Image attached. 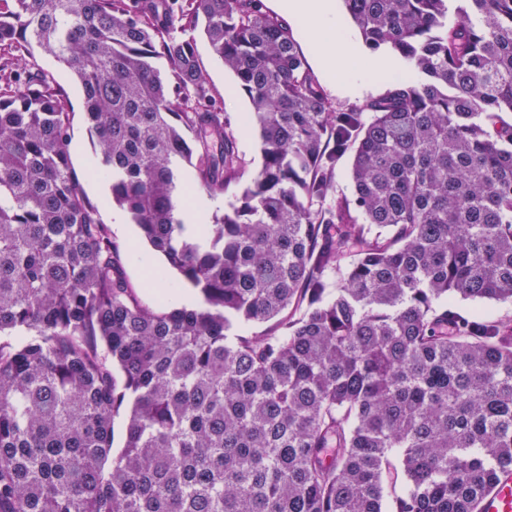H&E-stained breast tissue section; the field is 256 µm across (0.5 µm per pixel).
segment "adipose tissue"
<instances>
[{
	"label": "adipose tissue",
	"mask_w": 512,
	"mask_h": 512,
	"mask_svg": "<svg viewBox=\"0 0 512 512\" xmlns=\"http://www.w3.org/2000/svg\"><path fill=\"white\" fill-rule=\"evenodd\" d=\"M278 3L302 28L313 55L329 79L343 80L360 71L355 43L336 10V0H278Z\"/></svg>",
	"instance_id": "ef3b65f1"
}]
</instances>
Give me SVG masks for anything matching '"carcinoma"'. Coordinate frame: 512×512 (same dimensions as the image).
<instances>
[{
    "instance_id": "obj_1",
    "label": "carcinoma",
    "mask_w": 512,
    "mask_h": 512,
    "mask_svg": "<svg viewBox=\"0 0 512 512\" xmlns=\"http://www.w3.org/2000/svg\"><path fill=\"white\" fill-rule=\"evenodd\" d=\"M342 2L422 80L335 108L262 0H0V512H480L512 469V319L450 306L512 302V0ZM200 28L262 153L201 241L176 162L214 195L245 167ZM34 47L201 306L127 281Z\"/></svg>"
}]
</instances>
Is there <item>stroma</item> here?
Instances as JSON below:
<instances>
[{
  "label": "stroma",
  "instance_id": "1",
  "mask_svg": "<svg viewBox=\"0 0 512 512\" xmlns=\"http://www.w3.org/2000/svg\"><path fill=\"white\" fill-rule=\"evenodd\" d=\"M196 53L199 65L211 89L213 100L223 106L232 122L237 149L247 171L257 170L262 162L260 141L256 129L248 125L245 117L251 111L247 97L238 102H229L225 89L235 83L234 74L225 68L223 61L213 52L207 38L196 34ZM35 57L43 70L52 76L66 93L70 112L73 114L69 158L73 171L82 179L88 197L99 203L103 223L110 225L112 236L120 249L123 267L131 285L137 291L143 304L156 306L160 294H167L172 306H179V294L185 283L176 270H168V287L160 289L156 284L146 282L148 265L164 266L162 256L153 252L142 240L136 224L126 212L112 206L108 179L93 175L92 170L100 164V150L92 139L89 124L85 118V95L74 73L52 56L36 52Z\"/></svg>",
  "mask_w": 512,
  "mask_h": 512
}]
</instances>
